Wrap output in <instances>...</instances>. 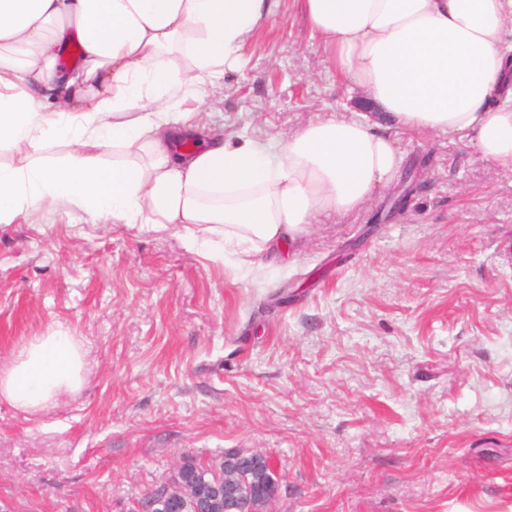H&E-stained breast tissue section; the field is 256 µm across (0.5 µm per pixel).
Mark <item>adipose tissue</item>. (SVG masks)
<instances>
[{
  "mask_svg": "<svg viewBox=\"0 0 512 512\" xmlns=\"http://www.w3.org/2000/svg\"><path fill=\"white\" fill-rule=\"evenodd\" d=\"M337 72L383 111L277 140L210 136L183 150L204 75L238 69L284 0H0V223L64 205L278 255L319 217L380 194L403 156L390 126L467 142L512 171V0H299ZM186 67L163 64L166 54ZM54 144L68 145L60 157ZM119 156L104 161L106 147ZM89 384L81 337L55 325L0 362V402L36 416Z\"/></svg>",
  "mask_w": 512,
  "mask_h": 512,
  "instance_id": "ef3b65f1",
  "label": "adipose tissue"
}]
</instances>
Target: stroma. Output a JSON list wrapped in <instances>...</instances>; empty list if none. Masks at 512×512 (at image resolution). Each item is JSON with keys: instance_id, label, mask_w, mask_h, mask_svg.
<instances>
[{"instance_id": "35a3bbf8", "label": "stroma", "mask_w": 512, "mask_h": 512, "mask_svg": "<svg viewBox=\"0 0 512 512\" xmlns=\"http://www.w3.org/2000/svg\"><path fill=\"white\" fill-rule=\"evenodd\" d=\"M204 91L212 134L379 112L294 0ZM392 135L404 174L286 261L62 208L0 224V360L60 323L92 364L40 416L0 402V507L131 512L179 457L252 449L272 512H512V172Z\"/></svg>"}]
</instances>
